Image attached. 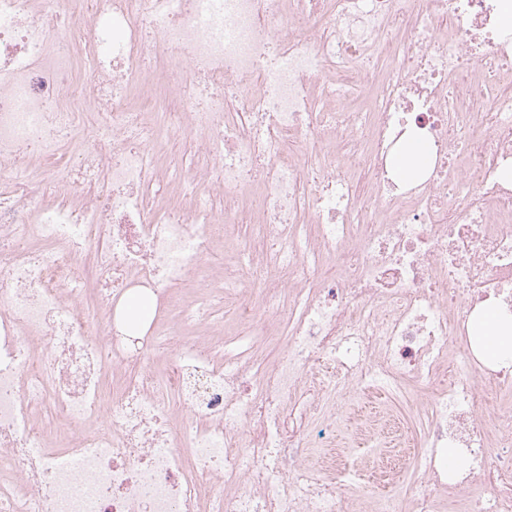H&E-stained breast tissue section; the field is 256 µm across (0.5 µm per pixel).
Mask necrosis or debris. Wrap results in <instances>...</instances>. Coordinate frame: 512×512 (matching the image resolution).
<instances>
[{
	"label": "necrosis or debris",
	"mask_w": 512,
	"mask_h": 512,
	"mask_svg": "<svg viewBox=\"0 0 512 512\" xmlns=\"http://www.w3.org/2000/svg\"><path fill=\"white\" fill-rule=\"evenodd\" d=\"M502 7L0 0V512H354L310 448L371 392L425 423L375 512H512V360L468 332L512 313ZM219 289L247 334L181 345ZM426 146L419 141H413L396 157L394 161L397 178L402 182L412 181L421 165L419 157H426Z\"/></svg>",
	"instance_id": "1"
}]
</instances>
